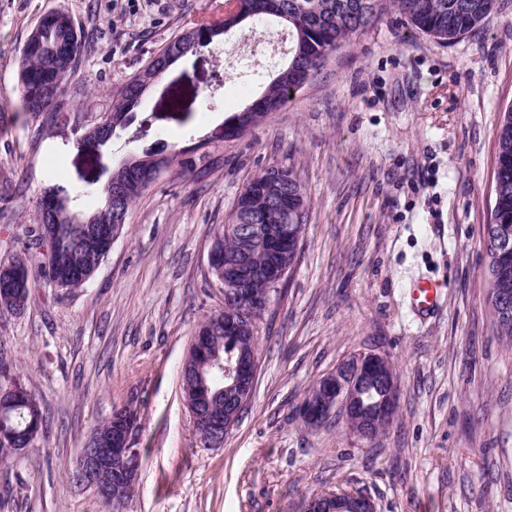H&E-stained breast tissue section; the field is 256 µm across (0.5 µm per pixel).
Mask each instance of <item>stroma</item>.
<instances>
[{
	"label": "stroma",
	"instance_id": "35a3bbf8",
	"mask_svg": "<svg viewBox=\"0 0 512 512\" xmlns=\"http://www.w3.org/2000/svg\"><path fill=\"white\" fill-rule=\"evenodd\" d=\"M213 0H0V262L25 253L35 286L0 309V359L40 403L25 454L0 463V512H108L77 484L75 462L113 411L136 416L141 455L123 512H298L359 491L377 512H512V346L488 305L483 229L493 210L500 117L512 107V0L448 45L385 13L240 137L224 122L260 97L286 60L254 51L243 92L227 68L254 26L178 61L99 149L84 133ZM63 11L90 47L47 112H23L21 51L37 21ZM176 151L134 204L94 276L76 289L39 278L23 244L46 188L94 211L130 152ZM294 165L309 204L297 263L257 328L254 392L220 448L203 446L181 369L200 324L224 307L208 266L215 225L244 185ZM444 283L429 316L413 283ZM393 363L399 408L376 440L342 421L306 426L299 407L348 357Z\"/></svg>",
	"mask_w": 512,
	"mask_h": 512
}]
</instances>
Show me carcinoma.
Returning <instances> with one entry per match:
<instances>
[{
  "instance_id": "carcinoma-1",
  "label": "carcinoma",
  "mask_w": 512,
  "mask_h": 512,
  "mask_svg": "<svg viewBox=\"0 0 512 512\" xmlns=\"http://www.w3.org/2000/svg\"><path fill=\"white\" fill-rule=\"evenodd\" d=\"M495 5L496 0H239V14L234 26L276 19L288 24L292 36L288 62L268 85L261 99L251 104L254 121L263 119L284 105L295 90L323 69L333 53L346 45L353 35L373 24L389 7L412 27L452 44L483 23ZM226 28L225 3L219 0L215 3L213 14L200 22L194 37L199 39L201 46L207 47L225 35ZM183 38L184 34L180 33L169 41L156 54V59L150 60L124 86L109 112L112 117L109 135H114L116 130L124 129L130 123L133 110L145 91L143 81L154 76V64L162 63V57L177 48ZM43 42L44 47L35 54L22 52L19 72L21 107L34 117L49 107L48 101L54 90H63V87L57 86L58 61L59 56L67 52L71 45L69 35L53 28L45 29ZM71 46L76 59L87 51L86 43L80 36L75 38ZM174 157L175 154H166L162 150H147L140 155L130 156V159L144 161V166L159 174L171 167ZM99 196L100 205L90 213L71 205L84 223L56 225L50 256L44 258L40 267V276L44 281L55 277L65 280L61 284L63 288H79L84 282L77 277V272L86 268L90 258L104 259L109 254V247L102 236L103 225L87 223V220L101 217L108 210V190L100 189ZM251 206V223H279L263 196H254ZM493 211L494 218H506L507 225L512 229V109L504 114L500 125ZM213 237L222 239L223 258L226 261L241 263L247 269L249 288L255 294L272 293L265 277V268L273 261V256L263 239L244 243L238 237L225 233L222 224L214 230ZM488 284L491 289H512V268L498 275L493 266H488ZM212 340L217 345L219 358L224 361L234 360L239 354L257 347L256 337L248 334L246 329L229 335L221 328ZM206 385L209 395L201 403L202 409L215 412L224 410V403L228 401L224 387L229 385L224 373L215 368L206 372ZM33 413L42 415L41 407L32 395L28 404L11 407L1 412L0 417L20 429Z\"/></svg>"
}]
</instances>
